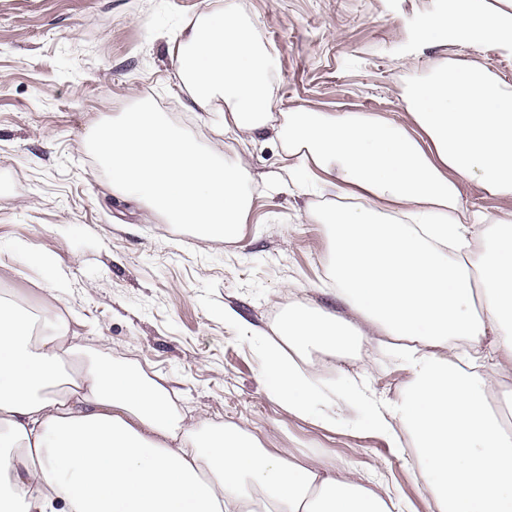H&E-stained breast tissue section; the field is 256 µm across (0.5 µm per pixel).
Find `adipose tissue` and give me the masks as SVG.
<instances>
[{"instance_id": "1", "label": "adipose tissue", "mask_w": 512, "mask_h": 512, "mask_svg": "<svg viewBox=\"0 0 512 512\" xmlns=\"http://www.w3.org/2000/svg\"><path fill=\"white\" fill-rule=\"evenodd\" d=\"M420 41L512 50V0H448ZM176 77L194 110L251 140L274 130L288 158L280 179L327 198L308 221L327 225L328 271L366 322L297 306L262 349L288 413L316 411L317 350L396 340L411 378L394 401L365 380L350 396L395 446L410 444L429 512H512V430L489 410L512 374V82L478 60L444 59L416 85L410 123L302 107L274 119L275 63L222 10L174 42ZM96 146L112 192L140 198L167 223L233 239L251 198L247 154L226 163L148 108L123 113ZM500 200L470 211L461 186ZM492 360L494 373L483 369ZM374 479L330 460L273 452L247 430L183 426L169 392L88 360L51 307L0 291V512H397Z\"/></svg>"}]
</instances>
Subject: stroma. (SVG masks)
<instances>
[{"label": "stroma", "instance_id": "stroma-1", "mask_svg": "<svg viewBox=\"0 0 512 512\" xmlns=\"http://www.w3.org/2000/svg\"><path fill=\"white\" fill-rule=\"evenodd\" d=\"M447 0H0V290L51 305L95 358L170 389L184 423L248 429L270 449L320 453L377 473L407 512H428L412 451L394 448L348 402L362 376L393 401L409 379L388 352L359 344L327 356L318 384L335 429L288 413L270 395L261 345L289 308L363 322L337 297L328 229L300 213L321 198L271 180L285 154L273 131L249 143L252 198L241 235L206 242L162 223L145 202L112 194L94 147L119 113L145 106L234 162L233 137L188 110L170 52L200 16L234 8L275 54L273 113L315 107L407 122V96L434 62L482 59L512 82V51L424 46L418 33ZM232 309L235 320L224 317Z\"/></svg>", "mask_w": 512, "mask_h": 512}]
</instances>
